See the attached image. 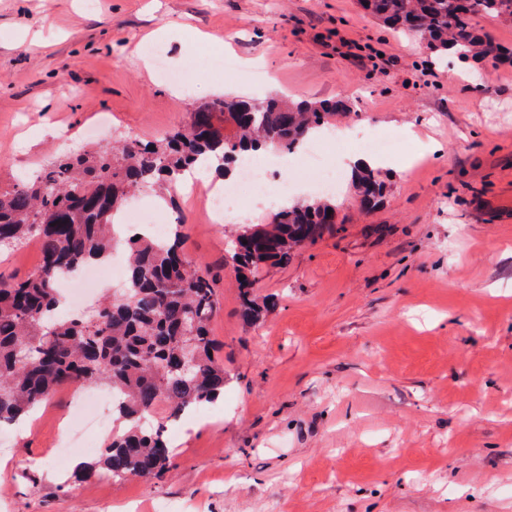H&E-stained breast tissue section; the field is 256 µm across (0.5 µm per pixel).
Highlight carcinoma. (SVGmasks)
I'll return each instance as SVG.
<instances>
[{
	"label": "carcinoma",
	"instance_id": "1",
	"mask_svg": "<svg viewBox=\"0 0 512 512\" xmlns=\"http://www.w3.org/2000/svg\"><path fill=\"white\" fill-rule=\"evenodd\" d=\"M386 27L410 35L442 57L512 61L472 26L477 13L512 18V0H359ZM350 112L338 96L316 102L270 97L217 98L199 105L190 121L153 141L127 138L110 146L55 158L39 175L0 192V248L36 241L40 263L31 275L0 280V424H15L47 403L63 386L112 388L117 431L97 467L114 479L156 478L173 467L163 425L167 418L203 410L224 396L226 375L210 324L221 310L216 281L184 253L182 224L157 240L130 241L122 293L92 314L61 316L66 278L110 257L116 224L131 194L174 201L182 176L207 158L224 172L263 147L292 152L306 134ZM360 206L372 210L384 184L378 171L356 169ZM336 197L322 195L280 209L267 224H247L228 258L238 276L239 317L260 320L273 303L259 302L256 278L268 264L288 262L296 247L311 245L335 228Z\"/></svg>",
	"mask_w": 512,
	"mask_h": 512
}]
</instances>
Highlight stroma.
<instances>
[{"mask_svg":"<svg viewBox=\"0 0 512 512\" xmlns=\"http://www.w3.org/2000/svg\"><path fill=\"white\" fill-rule=\"evenodd\" d=\"M153 44L195 68L194 89L131 62ZM205 50L239 72L211 75ZM480 68L472 81L358 0H0L2 192L60 151L161 136L224 94L341 93L334 128L403 136L374 210L343 172L336 232L260 273L275 306L254 325L224 249L266 208L207 224L146 195L218 283L224 399L168 423L161 477L77 482L108 435L61 453L76 390L60 391L0 431V512H512V63Z\"/></svg>","mask_w":512,"mask_h":512,"instance_id":"35a3bbf8","label":"stroma"}]
</instances>
